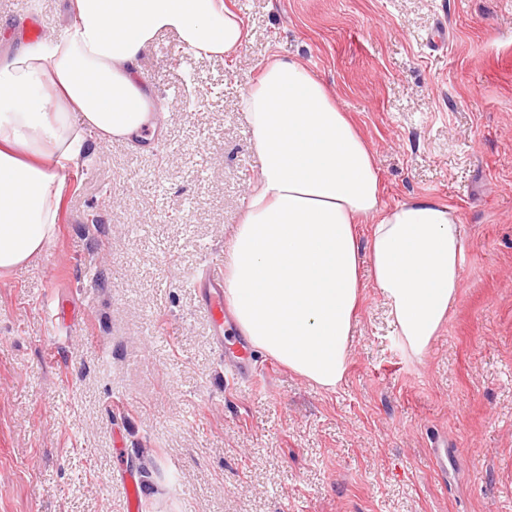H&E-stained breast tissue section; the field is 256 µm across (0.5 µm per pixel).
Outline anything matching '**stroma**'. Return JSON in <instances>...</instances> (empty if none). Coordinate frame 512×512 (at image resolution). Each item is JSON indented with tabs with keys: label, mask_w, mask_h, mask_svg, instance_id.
<instances>
[{
	"label": "stroma",
	"mask_w": 512,
	"mask_h": 512,
	"mask_svg": "<svg viewBox=\"0 0 512 512\" xmlns=\"http://www.w3.org/2000/svg\"><path fill=\"white\" fill-rule=\"evenodd\" d=\"M244 44L139 66L160 125L85 134L58 232L0 276V512H512V0H225ZM0 0V61L25 41ZM320 77L372 149L382 200L464 230L462 283L423 359L366 286L345 381L323 390L216 346L194 278L225 266L257 181L240 96L271 54ZM55 296L65 313L50 318ZM448 441L437 467L435 438ZM233 358L235 360V369L232 373V379L238 382L246 381L247 383H253L256 379V372L252 365L251 351L245 340H239L238 349Z\"/></svg>",
	"instance_id": "1"
}]
</instances>
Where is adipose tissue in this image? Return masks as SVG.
Segmentation results:
<instances>
[{
  "instance_id": "adipose-tissue-1",
  "label": "adipose tissue",
  "mask_w": 512,
  "mask_h": 512,
  "mask_svg": "<svg viewBox=\"0 0 512 512\" xmlns=\"http://www.w3.org/2000/svg\"><path fill=\"white\" fill-rule=\"evenodd\" d=\"M70 5L75 21L64 36L0 64V274L37 257L54 237L64 171L85 155L83 129L112 141L153 124L138 61L159 33H176L205 56L229 55L247 36L224 0ZM242 112L259 171L224 273L240 332L292 372L336 390L348 370L366 266L405 351L423 358L461 284L457 211L425 197L384 205L370 146L296 59L271 56L245 88Z\"/></svg>"
}]
</instances>
